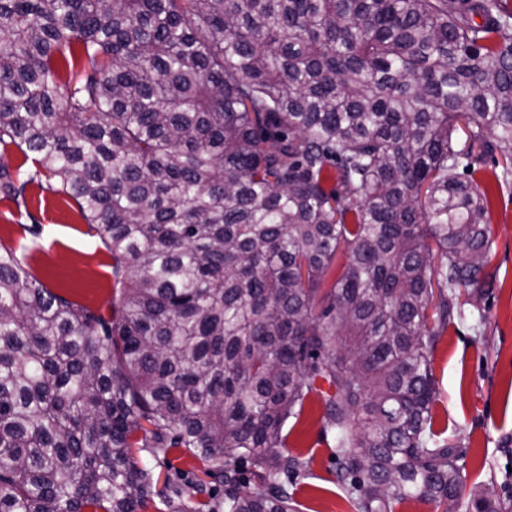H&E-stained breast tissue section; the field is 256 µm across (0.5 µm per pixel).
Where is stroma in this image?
Instances as JSON below:
<instances>
[{
  "label": "stroma",
  "mask_w": 512,
  "mask_h": 512,
  "mask_svg": "<svg viewBox=\"0 0 512 512\" xmlns=\"http://www.w3.org/2000/svg\"><path fill=\"white\" fill-rule=\"evenodd\" d=\"M496 173L489 161L473 175L488 197L495 244L484 271L493 284L480 314L449 323L432 349L439 389L432 416L434 431L445 433L463 455L460 500L489 486L512 512V183L498 181ZM0 243L18 249L50 290L105 315L117 304L110 253L55 182L28 185L21 203L0 197ZM323 414L321 396L310 395L298 422L286 427L289 451L305 463L293 499L299 512H354L337 476L335 438L324 430ZM134 458L170 475L174 487L193 478L194 462L180 450L157 459L138 448Z\"/></svg>",
  "instance_id": "35a3bbf8"
}]
</instances>
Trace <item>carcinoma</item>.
<instances>
[{
  "instance_id": "cac0c4a2",
  "label": "carcinoma",
  "mask_w": 512,
  "mask_h": 512,
  "mask_svg": "<svg viewBox=\"0 0 512 512\" xmlns=\"http://www.w3.org/2000/svg\"><path fill=\"white\" fill-rule=\"evenodd\" d=\"M14 148L0 194L58 180L122 297L93 312L0 244V512H142L171 479L134 448L224 485L170 512H298L284 427L312 393L355 512L457 501L429 350L487 283L466 175L512 174L503 0H0ZM146 448H134V458L139 466L146 467H154L155 472L161 471L160 483L163 484L164 477L168 473L171 476L173 486L175 488L182 487L185 489V485L194 479V476L191 471L196 474V476H202V474L194 469V466H197L196 462L193 461L187 454H183L182 451L177 449H172L168 451L166 454V458H163V455H159L160 459H156L149 453ZM205 480L211 481L210 488L218 497L224 496V486L223 484H217L214 480L205 478Z\"/></svg>"
}]
</instances>
